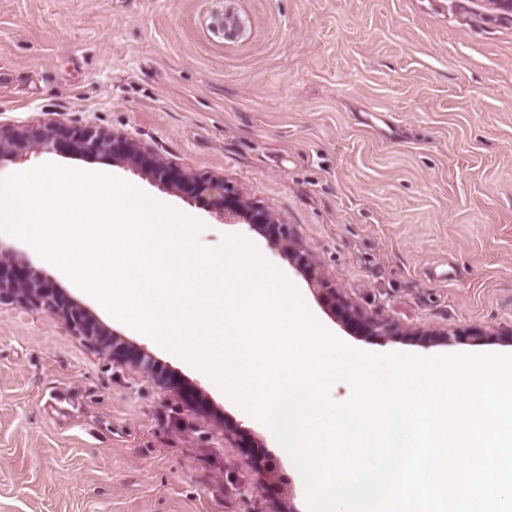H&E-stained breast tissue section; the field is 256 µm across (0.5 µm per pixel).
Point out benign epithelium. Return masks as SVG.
I'll list each match as a JSON object with an SVG mask.
<instances>
[{
    "label": "benign epithelium",
    "mask_w": 512,
    "mask_h": 512,
    "mask_svg": "<svg viewBox=\"0 0 512 512\" xmlns=\"http://www.w3.org/2000/svg\"><path fill=\"white\" fill-rule=\"evenodd\" d=\"M66 150L73 154L107 152L129 166L139 165L141 148L135 140L122 133L101 131L93 127L69 128L51 125L43 129L21 132L0 130V162L18 154L43 148ZM153 178L181 190L185 187L196 197L208 199L224 213V223H244L252 229L265 231L271 243L279 247L296 265L303 267L312 290L319 296L340 304L336 290L318 272L316 263L302 250L292 236L289 225L281 223L272 213L247 202L230 191L224 178L211 176L193 179L186 177L157 161L147 170ZM25 302L43 308L53 316H60L70 329L82 336L104 335L77 303L63 300L52 283L25 270L14 253L0 247V305ZM351 319L361 330L376 336L388 337L397 333L395 325L385 320H366L355 314Z\"/></svg>",
    "instance_id": "benign-epithelium-1"
}]
</instances>
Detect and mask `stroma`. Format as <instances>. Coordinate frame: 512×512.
<instances>
[{
  "label": "stroma",
  "instance_id": "1",
  "mask_svg": "<svg viewBox=\"0 0 512 512\" xmlns=\"http://www.w3.org/2000/svg\"><path fill=\"white\" fill-rule=\"evenodd\" d=\"M52 123L223 177L397 335L357 331L265 234L111 155L42 149L0 178L46 162L122 178L201 221L206 246L245 238L354 348L512 353V16L493 0H0V129ZM0 245L131 351L0 307V512H307L267 426L25 242Z\"/></svg>",
  "mask_w": 512,
  "mask_h": 512
}]
</instances>
